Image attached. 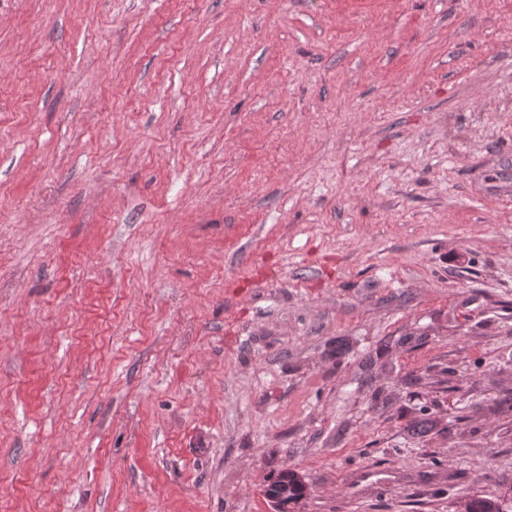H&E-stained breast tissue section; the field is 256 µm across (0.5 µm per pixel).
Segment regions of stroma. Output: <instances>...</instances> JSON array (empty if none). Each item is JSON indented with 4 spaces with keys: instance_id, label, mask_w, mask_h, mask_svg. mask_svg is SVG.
I'll return each mask as SVG.
<instances>
[{
    "instance_id": "obj_1",
    "label": "stroma",
    "mask_w": 512,
    "mask_h": 512,
    "mask_svg": "<svg viewBox=\"0 0 512 512\" xmlns=\"http://www.w3.org/2000/svg\"><path fill=\"white\" fill-rule=\"evenodd\" d=\"M286 466L512 489V0H0V512Z\"/></svg>"
}]
</instances>
